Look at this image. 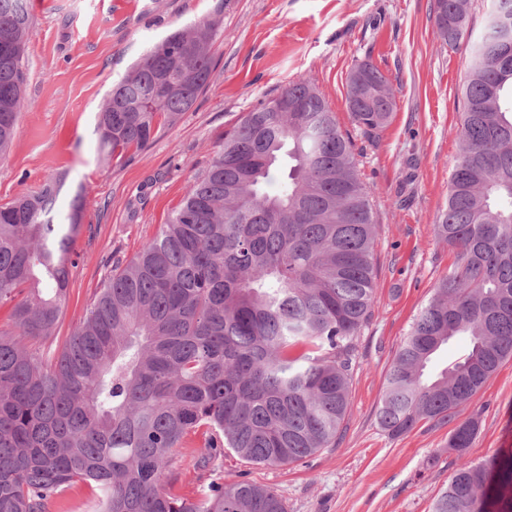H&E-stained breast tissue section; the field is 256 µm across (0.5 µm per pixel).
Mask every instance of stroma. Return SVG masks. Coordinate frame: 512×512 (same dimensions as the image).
I'll return each mask as SVG.
<instances>
[{
	"label": "stroma",
	"instance_id": "35a3bbf8",
	"mask_svg": "<svg viewBox=\"0 0 512 512\" xmlns=\"http://www.w3.org/2000/svg\"><path fill=\"white\" fill-rule=\"evenodd\" d=\"M435 0H51L33 14L17 133L0 161V205L51 174L85 186L69 296L47 345L60 349L104 279L167 222L224 131L298 76L310 78L348 130L377 225L376 290L357 340L349 408L334 446L287 466L225 451L217 474L187 470L178 492L211 477L274 488L288 512H433L456 469L451 425L419 422L398 437L377 408L391 361L455 260L434 226L459 153L460 87L468 58L436 36ZM216 21L214 78L177 123L123 162L100 154L96 116L112 85L171 31ZM389 78L396 108L379 137L352 128L347 77L363 60ZM474 418L478 463L512 451V359L459 407Z\"/></svg>",
	"mask_w": 512,
	"mask_h": 512
}]
</instances>
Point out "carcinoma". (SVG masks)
I'll use <instances>...</instances> for the list:
<instances>
[{
    "label": "carcinoma",
    "instance_id": "cac0c4a2",
    "mask_svg": "<svg viewBox=\"0 0 512 512\" xmlns=\"http://www.w3.org/2000/svg\"><path fill=\"white\" fill-rule=\"evenodd\" d=\"M471 0H436L438 37L468 49L461 149L436 236L455 251L414 320L377 411L392 436L446 424L512 359V57L491 16L468 28ZM28 0H0V160L24 105ZM215 24L166 35L112 85L98 112L100 152L129 159L174 125L209 86ZM396 102L369 60L348 77L352 125L389 123ZM288 159L275 193L264 186ZM88 192L51 175L0 206V512H74L62 493L83 483L90 512H287L271 487L213 480L194 499L174 491L177 449L210 436L198 471L224 448L257 465H289L336 443L349 407L357 338L375 303L376 224L350 137L312 80L297 78L224 131L168 222L112 274L59 351L71 256ZM465 353L433 378L443 346ZM478 431L458 423L462 463L434 512H512V455L465 460ZM466 340L458 338L448 344V349L440 352L428 365L425 373L427 377H433L441 371L449 362L455 359L465 348Z\"/></svg>",
    "mask_w": 512,
    "mask_h": 512
}]
</instances>
